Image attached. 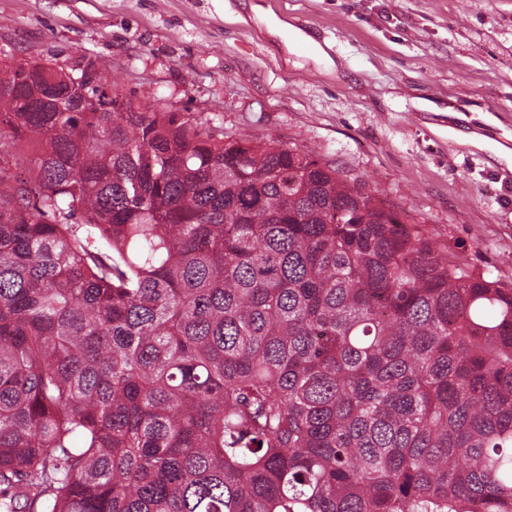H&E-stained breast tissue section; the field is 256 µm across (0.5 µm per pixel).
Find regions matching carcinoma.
Instances as JSON below:
<instances>
[{"instance_id": "1", "label": "carcinoma", "mask_w": 512, "mask_h": 512, "mask_svg": "<svg viewBox=\"0 0 512 512\" xmlns=\"http://www.w3.org/2000/svg\"><path fill=\"white\" fill-rule=\"evenodd\" d=\"M98 70L0 67V512H512V288Z\"/></svg>"}]
</instances>
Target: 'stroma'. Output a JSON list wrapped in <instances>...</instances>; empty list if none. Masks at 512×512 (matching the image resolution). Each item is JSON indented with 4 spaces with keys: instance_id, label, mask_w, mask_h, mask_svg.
Segmentation results:
<instances>
[{
    "instance_id": "35a3bbf8",
    "label": "stroma",
    "mask_w": 512,
    "mask_h": 512,
    "mask_svg": "<svg viewBox=\"0 0 512 512\" xmlns=\"http://www.w3.org/2000/svg\"><path fill=\"white\" fill-rule=\"evenodd\" d=\"M84 54L133 102L312 151L512 283V0H0V60Z\"/></svg>"
}]
</instances>
